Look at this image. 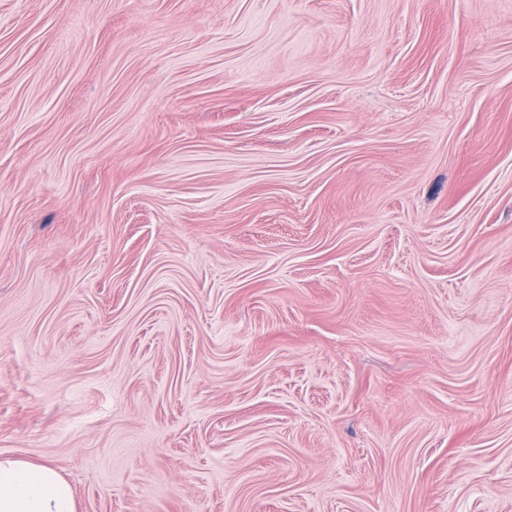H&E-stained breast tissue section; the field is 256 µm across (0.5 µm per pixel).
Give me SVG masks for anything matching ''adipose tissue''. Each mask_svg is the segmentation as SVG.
Wrapping results in <instances>:
<instances>
[{
  "label": "adipose tissue",
  "mask_w": 512,
  "mask_h": 512,
  "mask_svg": "<svg viewBox=\"0 0 512 512\" xmlns=\"http://www.w3.org/2000/svg\"><path fill=\"white\" fill-rule=\"evenodd\" d=\"M0 512H78L70 485L49 464L0 460Z\"/></svg>",
  "instance_id": "1"
}]
</instances>
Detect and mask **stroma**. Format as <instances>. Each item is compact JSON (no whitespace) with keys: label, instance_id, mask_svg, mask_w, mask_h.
Here are the masks:
<instances>
[{"label":"stroma","instance_id":"stroma-1","mask_svg":"<svg viewBox=\"0 0 512 512\" xmlns=\"http://www.w3.org/2000/svg\"><path fill=\"white\" fill-rule=\"evenodd\" d=\"M0 457L512 512V0H0Z\"/></svg>","mask_w":512,"mask_h":512}]
</instances>
